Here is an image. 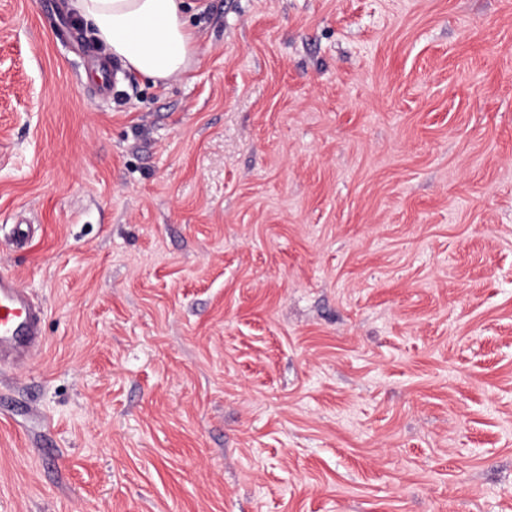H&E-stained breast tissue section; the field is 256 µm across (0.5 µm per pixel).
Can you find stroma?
<instances>
[{"instance_id": "35a3bbf8", "label": "stroma", "mask_w": 512, "mask_h": 512, "mask_svg": "<svg viewBox=\"0 0 512 512\" xmlns=\"http://www.w3.org/2000/svg\"><path fill=\"white\" fill-rule=\"evenodd\" d=\"M207 4L102 95L0 0V512H512V0ZM44 308L20 288L12 274H0V365L26 361L43 345Z\"/></svg>"}]
</instances>
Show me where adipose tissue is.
Listing matches in <instances>:
<instances>
[{"instance_id": "obj_1", "label": "adipose tissue", "mask_w": 512, "mask_h": 512, "mask_svg": "<svg viewBox=\"0 0 512 512\" xmlns=\"http://www.w3.org/2000/svg\"><path fill=\"white\" fill-rule=\"evenodd\" d=\"M96 43L153 82L188 73L196 59V36L188 8L203 11L202 0H73Z\"/></svg>"}]
</instances>
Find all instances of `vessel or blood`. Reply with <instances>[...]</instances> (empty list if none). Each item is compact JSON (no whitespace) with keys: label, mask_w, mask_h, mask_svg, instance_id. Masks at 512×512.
Segmentation results:
<instances>
[{"label":"vessel or blood","mask_w":512,"mask_h":512,"mask_svg":"<svg viewBox=\"0 0 512 512\" xmlns=\"http://www.w3.org/2000/svg\"><path fill=\"white\" fill-rule=\"evenodd\" d=\"M45 311L12 274H0V363L26 361L43 344Z\"/></svg>","instance_id":"b4317fda"}]
</instances>
